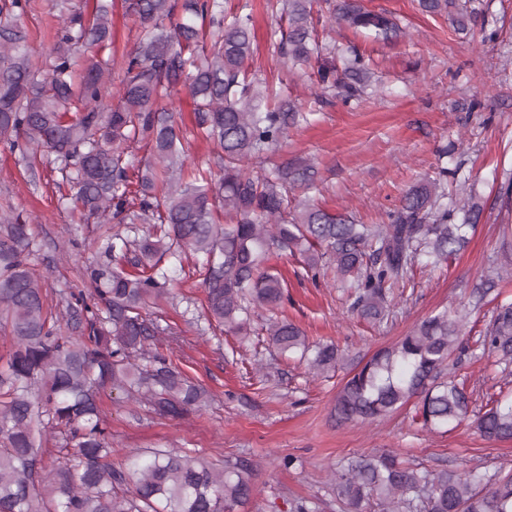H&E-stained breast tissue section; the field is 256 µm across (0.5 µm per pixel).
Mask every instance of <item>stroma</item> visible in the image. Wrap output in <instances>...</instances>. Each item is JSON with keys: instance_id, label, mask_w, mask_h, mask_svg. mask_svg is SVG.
Returning <instances> with one entry per match:
<instances>
[{"instance_id": "1", "label": "stroma", "mask_w": 512, "mask_h": 512, "mask_svg": "<svg viewBox=\"0 0 512 512\" xmlns=\"http://www.w3.org/2000/svg\"><path fill=\"white\" fill-rule=\"evenodd\" d=\"M266 2L224 0V13H251L253 71L311 114L309 123L289 129L270 157L274 165L315 166V189L296 192V199L307 196L330 213L376 224L398 208L409 187L445 167L449 192L467 183L482 207L466 248L436 267L415 263L409 282L394 291L388 321L376 326L350 311L335 274L316 278L300 257L273 256L271 265L288 283L282 316L309 341L336 344L352 368L426 316L470 303L483 279H494L500 300L512 302V280L495 276L507 221L496 198L512 174V0H472L478 16L464 31L447 16L422 13L418 0H363L399 25L400 36L388 40L334 24L322 11L320 23L337 46L355 48L369 61V89L348 101L321 94L318 63L288 68L276 36L286 22L268 12ZM30 4L24 24L35 57L42 59L54 44L57 21L49 0ZM166 105L186 131L189 164L214 162L218 149L197 137L187 89L178 87ZM59 196L53 173L41 167L28 179L17 154L0 144V214L20 213L33 224L39 243L34 271L56 301L72 291L91 295L84 270L97 258L101 234L79 209L59 206ZM203 297L195 262L185 260L160 302L167 332L149 339L146 348L202 384L211 402L182 418H159L104 389L113 461L145 448L248 460L255 492L238 512H293L304 499L318 502L319 512H337L331 471L360 454L394 452L432 470L512 468V441L484 440L468 421L450 432L427 430L411 403L370 424L338 423L332 408L346 369L316 375L305 363L281 356L268 339L208 332ZM454 370L468 378L473 409L490 394L512 390V379L481 351L463 355Z\"/></svg>"}]
</instances>
